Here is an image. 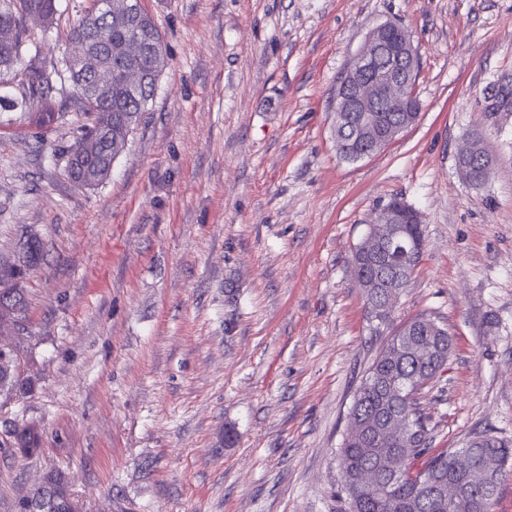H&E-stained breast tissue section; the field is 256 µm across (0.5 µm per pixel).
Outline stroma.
Returning <instances> with one entry per match:
<instances>
[{
  "label": "stroma",
  "mask_w": 512,
  "mask_h": 512,
  "mask_svg": "<svg viewBox=\"0 0 512 512\" xmlns=\"http://www.w3.org/2000/svg\"><path fill=\"white\" fill-rule=\"evenodd\" d=\"M37 35L51 68L76 16ZM170 54L154 98L100 185L65 172L86 123L70 83L54 123L0 113V259L28 233L24 388L0 396V512L46 472L81 512H344L338 449L386 340L354 283V246L400 198L422 261L392 315L446 325V371L422 393L432 448L476 431L512 440V0H143ZM392 21L421 56L417 121L371 157L336 151L333 103L368 32ZM481 131V190L458 150ZM480 140H483V136L481 133L477 132V134L471 136L467 140L465 146L461 149L458 156L460 159V163L458 165L459 172L466 184L475 190H480L485 186L487 182L488 171L495 165V158L488 151L486 146L478 143ZM480 151L485 153H481L479 155L478 152ZM474 159H479L480 163L482 164V168L480 170L474 169L472 162L468 163V160L472 161ZM466 162L468 164H466ZM12 440L7 444L13 445L24 453L35 452L40 443V432L36 426L28 425L22 428L13 429L10 433Z\"/></svg>",
  "instance_id": "stroma-1"
}]
</instances>
